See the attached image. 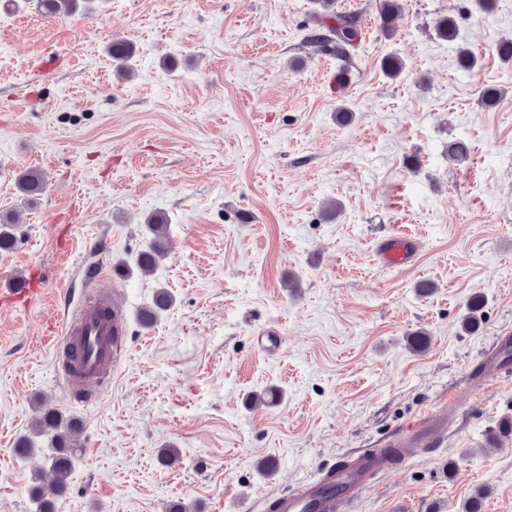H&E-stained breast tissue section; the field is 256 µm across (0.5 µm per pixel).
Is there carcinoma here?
<instances>
[{"label":"carcinoma","instance_id":"carcinoma-1","mask_svg":"<svg viewBox=\"0 0 512 512\" xmlns=\"http://www.w3.org/2000/svg\"><path fill=\"white\" fill-rule=\"evenodd\" d=\"M36 10L52 17H67L73 14L81 0H32ZM404 0H379V18L382 29L388 33L394 31L395 21L402 16ZM435 31L439 38L447 41L458 39V27L455 19L445 15L436 20ZM361 39V28L357 15L351 13H327L324 20L318 22L305 38L311 46L328 47L336 52V56L348 57L349 48ZM107 51L116 63L119 75L130 78L132 70L128 61L133 57L135 50L129 42L114 40L107 46ZM459 68L472 71L478 66L475 54L466 46L457 48ZM405 68L403 61L396 56H388L381 61V69L389 78L398 77ZM470 146L464 140H455L448 144V160L455 164H462L469 159ZM18 191L33 198L42 194L44 190L43 175L37 170L22 172L16 181ZM150 234L147 247L139 253L137 267L145 275L152 274L161 261L169 253L170 242L167 232L168 220L155 213L145 220ZM173 303V296L165 288L155 292L153 303L142 312L141 321L146 327L151 326L161 313L167 311ZM483 300L475 296L468 301L467 313L462 319V329L466 332L476 329L477 314L482 308ZM34 434L45 438L49 448L48 460L50 470L54 477L56 491L65 495L70 490V476L78 458L80 448L75 442V435L79 424L71 419H65L60 412L43 405L38 406L33 418Z\"/></svg>","mask_w":512,"mask_h":512}]
</instances>
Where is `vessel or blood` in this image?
<instances>
[{
    "label": "vessel or blood",
    "mask_w": 512,
    "mask_h": 512,
    "mask_svg": "<svg viewBox=\"0 0 512 512\" xmlns=\"http://www.w3.org/2000/svg\"><path fill=\"white\" fill-rule=\"evenodd\" d=\"M420 248L415 236L396 231L372 241L370 252L375 264L401 269L413 266ZM83 283L92 285L90 297L65 313L54 341L57 362L66 379L77 385L80 397L99 394L107 387L128 355L125 337L126 315L113 292L98 288L94 268L84 267ZM506 370L498 365L493 352L481 355L479 386L498 381ZM453 416L447 405L438 404L417 418L405 430L393 434L388 447L410 451L426 448L447 434ZM385 463L382 452L362 453L351 459L348 468L324 470L321 481L300 484L293 492L279 498L281 512H339L342 503L355 498L377 479ZM338 483L342 492L337 498L319 494L321 482Z\"/></svg>",
    "instance_id": "obj_1"
}]
</instances>
